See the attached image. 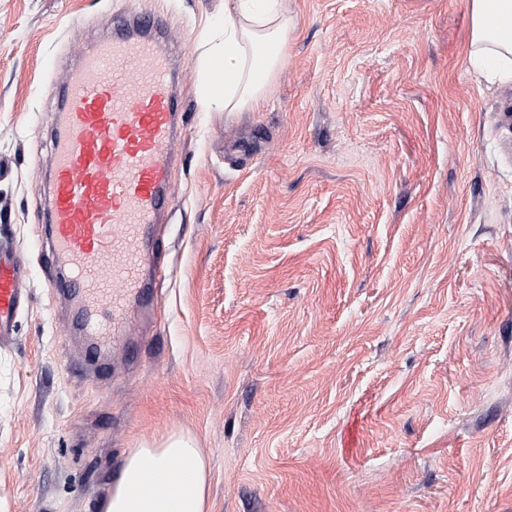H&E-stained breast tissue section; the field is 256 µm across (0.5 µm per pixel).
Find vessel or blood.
I'll return each instance as SVG.
<instances>
[{"label":"vessel or blood","instance_id":"obj_1","mask_svg":"<svg viewBox=\"0 0 512 512\" xmlns=\"http://www.w3.org/2000/svg\"><path fill=\"white\" fill-rule=\"evenodd\" d=\"M168 34L160 18L118 21L81 57L53 121L38 252L81 299V332L108 345L126 342L136 313L156 303L146 261L162 248L153 228L172 204V147L184 124L173 82L181 51L164 48ZM31 275L27 249H0V344Z\"/></svg>","mask_w":512,"mask_h":512}]
</instances>
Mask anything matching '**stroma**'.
Returning <instances> with one entry per match:
<instances>
[{"mask_svg": "<svg viewBox=\"0 0 512 512\" xmlns=\"http://www.w3.org/2000/svg\"><path fill=\"white\" fill-rule=\"evenodd\" d=\"M266 107L206 110L224 0H0V246H29L50 129L115 15L185 51L158 305L90 354L34 270L0 346V512H99L126 455L194 438L210 512H512V84L466 0H281Z\"/></svg>", "mask_w": 512, "mask_h": 512, "instance_id": "obj_1", "label": "stroma"}]
</instances>
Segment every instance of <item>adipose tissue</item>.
<instances>
[{
	"instance_id": "ef3b65f1",
	"label": "adipose tissue",
	"mask_w": 512,
	"mask_h": 512,
	"mask_svg": "<svg viewBox=\"0 0 512 512\" xmlns=\"http://www.w3.org/2000/svg\"><path fill=\"white\" fill-rule=\"evenodd\" d=\"M467 63L512 83V0H467ZM293 27L278 0H224V21L199 58L206 107L260 111L286 58ZM208 471L192 440L173 435L131 451L100 512H208Z\"/></svg>"
}]
</instances>
